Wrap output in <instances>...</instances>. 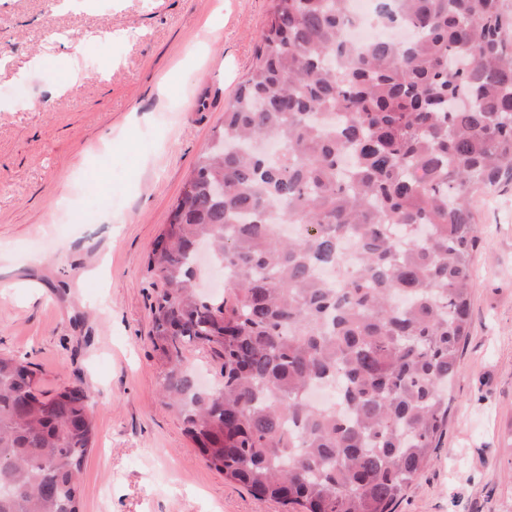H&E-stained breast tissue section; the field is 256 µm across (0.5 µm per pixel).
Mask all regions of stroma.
Masks as SVG:
<instances>
[{
  "label": "stroma",
  "instance_id": "35a3bbf8",
  "mask_svg": "<svg viewBox=\"0 0 512 512\" xmlns=\"http://www.w3.org/2000/svg\"><path fill=\"white\" fill-rule=\"evenodd\" d=\"M270 7L0 0V354L43 390L87 393L83 512H287L210 470L162 403L146 272ZM43 53L77 57V79L33 68ZM471 202L472 331L448 431L396 512H512V185Z\"/></svg>",
  "mask_w": 512,
  "mask_h": 512
}]
</instances>
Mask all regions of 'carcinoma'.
I'll use <instances>...</instances> for the list:
<instances>
[{
    "label": "carcinoma",
    "mask_w": 512,
    "mask_h": 512,
    "mask_svg": "<svg viewBox=\"0 0 512 512\" xmlns=\"http://www.w3.org/2000/svg\"><path fill=\"white\" fill-rule=\"evenodd\" d=\"M377 21L409 37L354 43L347 0H271L146 264L160 396L209 468L300 512H395L432 464L471 335L470 198L512 184V3L380 0ZM202 247L219 295L197 291ZM93 431L81 387L0 356V512H81Z\"/></svg>",
    "instance_id": "obj_1"
}]
</instances>
